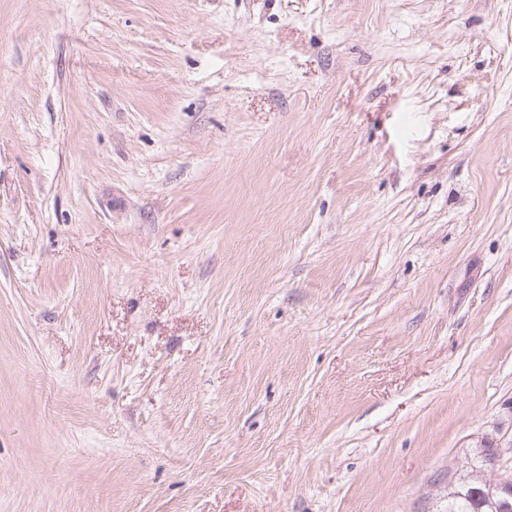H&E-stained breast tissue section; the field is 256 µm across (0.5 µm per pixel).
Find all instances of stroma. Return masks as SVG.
Segmentation results:
<instances>
[{"instance_id": "35a3bbf8", "label": "stroma", "mask_w": 512, "mask_h": 512, "mask_svg": "<svg viewBox=\"0 0 512 512\" xmlns=\"http://www.w3.org/2000/svg\"><path fill=\"white\" fill-rule=\"evenodd\" d=\"M466 473L512 477V0H0V512Z\"/></svg>"}]
</instances>
